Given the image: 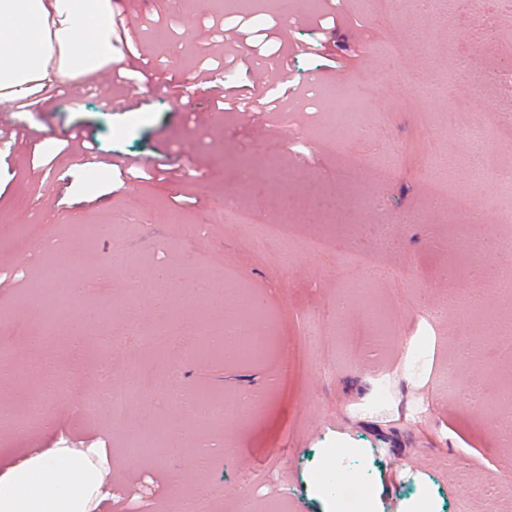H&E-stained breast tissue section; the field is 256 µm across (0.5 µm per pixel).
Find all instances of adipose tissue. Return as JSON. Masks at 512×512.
<instances>
[{"label":"adipose tissue","mask_w":512,"mask_h":512,"mask_svg":"<svg viewBox=\"0 0 512 512\" xmlns=\"http://www.w3.org/2000/svg\"><path fill=\"white\" fill-rule=\"evenodd\" d=\"M112 0H0V102L27 104L111 65ZM92 449L52 448L0 473V512H88Z\"/></svg>","instance_id":"ef3b65f1"}]
</instances>
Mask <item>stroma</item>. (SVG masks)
I'll return each mask as SVG.
<instances>
[{
    "instance_id": "1",
    "label": "stroma",
    "mask_w": 512,
    "mask_h": 512,
    "mask_svg": "<svg viewBox=\"0 0 512 512\" xmlns=\"http://www.w3.org/2000/svg\"><path fill=\"white\" fill-rule=\"evenodd\" d=\"M122 23L129 48L116 50L100 81L0 112V353L9 355L0 405L11 412L0 466L46 448L99 449L112 500L97 512H178L192 493L218 496L217 512H344L343 490L320 484L332 465L364 482L357 512H512V445L499 436L512 420V358L492 330L512 302L469 300L512 268L496 247L512 237V194L487 176L466 187L475 161L459 136L488 127L512 166V125L490 121L512 105V0H452L437 18L401 0L384 13L339 0L323 22L299 0H186L178 12L166 0H134ZM261 42L287 60V77L225 66V52ZM468 72L493 75L494 93L447 100L445 88ZM131 77L146 82L134 107ZM259 79L268 96L294 92L292 108L216 109L220 89L248 94ZM78 136L104 160L92 185L88 166L64 151ZM116 156L137 165L107 166ZM306 181L335 195L334 222L287 209ZM228 197L259 224H294L289 265L277 247L247 249L248 228L224 217ZM378 224L388 245L370 276L353 255L373 248L368 228ZM327 236L343 239L342 253L311 249ZM117 253L143 274L178 270L164 301L132 296L109 267ZM49 266L85 285L78 311L59 310L72 321L67 338L30 316L33 284ZM106 306L113 324L139 327L112 359L114 378L128 379L134 359L158 380L121 419L52 401L39 371L52 354L56 387L91 393L107 326L81 313ZM312 313L324 319L317 352L299 332ZM235 317L271 336L267 354L225 357L217 337ZM167 320L171 339L149 347L142 329ZM202 328L215 338L206 348ZM451 361L458 385L444 390L438 378ZM473 384L484 405L467 402ZM203 387L227 400L223 422L180 413L174 393ZM37 403L49 408L39 423L29 415ZM172 426L181 445L158 452L157 436ZM134 431L147 448L132 459L124 442ZM202 440L213 446L203 457ZM461 471L491 480L494 498L472 496Z\"/></svg>"
}]
</instances>
